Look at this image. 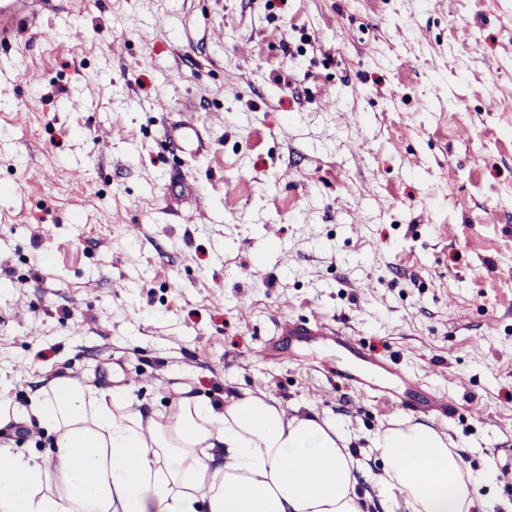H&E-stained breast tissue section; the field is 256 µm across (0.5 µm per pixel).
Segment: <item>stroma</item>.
I'll use <instances>...</instances> for the list:
<instances>
[{"mask_svg": "<svg viewBox=\"0 0 512 512\" xmlns=\"http://www.w3.org/2000/svg\"><path fill=\"white\" fill-rule=\"evenodd\" d=\"M509 84L512 0H0V396L68 370L148 409L185 378L419 422L274 333L317 318L446 390L433 426L503 512Z\"/></svg>", "mask_w": 512, "mask_h": 512, "instance_id": "35a3bbf8", "label": "stroma"}]
</instances>
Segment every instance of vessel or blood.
Returning a JSON list of instances; mask_svg holds the SVG:
<instances>
[{
  "label": "vessel or blood",
  "instance_id": "vessel-or-blood-1",
  "mask_svg": "<svg viewBox=\"0 0 512 512\" xmlns=\"http://www.w3.org/2000/svg\"><path fill=\"white\" fill-rule=\"evenodd\" d=\"M276 328L299 339L319 336L333 342L337 350L344 353L353 364L349 377L357 392L372 389L377 377L392 376L398 384L390 390L389 395L403 408L443 417L453 411L447 393L436 387H422L419 376L403 370L395 359L380 360L373 357L343 328L318 321L302 322L292 317L277 319Z\"/></svg>",
  "mask_w": 512,
  "mask_h": 512
}]
</instances>
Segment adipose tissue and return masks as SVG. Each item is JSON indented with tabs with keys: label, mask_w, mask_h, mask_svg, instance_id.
Returning <instances> with one entry per match:
<instances>
[{
	"label": "adipose tissue",
	"mask_w": 512,
	"mask_h": 512,
	"mask_svg": "<svg viewBox=\"0 0 512 512\" xmlns=\"http://www.w3.org/2000/svg\"><path fill=\"white\" fill-rule=\"evenodd\" d=\"M52 436L49 464L0 443V512H369L357 489L356 434L313 410L249 390L218 404L175 387L167 407L136 408L122 387L52 377L28 406L0 398V430ZM371 445L373 482L407 512H471L482 478L447 435L400 419Z\"/></svg>",
	"instance_id": "obj_1"
}]
</instances>
